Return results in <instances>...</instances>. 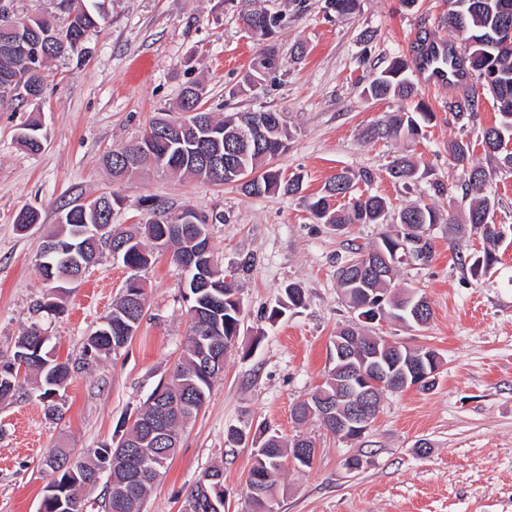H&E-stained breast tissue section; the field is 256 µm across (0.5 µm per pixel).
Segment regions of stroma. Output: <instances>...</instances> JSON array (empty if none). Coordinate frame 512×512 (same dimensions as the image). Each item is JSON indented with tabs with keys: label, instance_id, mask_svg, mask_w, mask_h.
I'll return each instance as SVG.
<instances>
[{
	"label": "stroma",
	"instance_id": "35a3bbf8",
	"mask_svg": "<svg viewBox=\"0 0 512 512\" xmlns=\"http://www.w3.org/2000/svg\"><path fill=\"white\" fill-rule=\"evenodd\" d=\"M100 3L99 29L74 53L48 61L43 98L0 110V356L37 321L50 348L76 366L61 418L46 417L28 376L14 397L0 400V512H37L49 450L62 446L81 455L119 441L182 356L190 325L185 273L167 253L141 273L146 314L137 333L106 358L84 361L83 348L129 275L111 251L63 295L62 314L33 312L49 292L40 254L61 209L109 192L121 200L112 213L119 231L146 223L149 196L206 215L217 263L232 275L244 307L224 371L142 512H181L190 489L217 463L224 467V512H250L245 481L254 449L226 445L225 436L228 428L261 424L286 441L311 437L318 448L310 467L286 464L277 512H512V172L497 174L490 186L504 230L494 264L474 270L482 239L448 233L449 223L464 222L470 204L448 147L470 141L474 163L488 165L481 135L499 114L485 96L476 114L455 115L447 88H424L420 97L434 118L423 138L362 137L398 104L365 99L361 87L393 60H414L419 37L446 39L448 0H419L411 10L401 0H358L343 16L326 0H252L282 18L266 38L245 32L243 0ZM263 48L274 51L278 69L257 89L238 92ZM193 83L205 86L204 107L219 118L260 109L286 113L293 137L275 165L284 176H302L301 196L250 197L234 184L155 169L112 178L104 156L140 140L157 113H175L182 89ZM34 113L45 139L31 154L17 134ZM400 154L411 156L421 173L407 187L387 172ZM345 169L371 172V182H356L355 191L386 198V223L356 224L343 234L315 223L305 198ZM437 181L447 185L446 196H434L430 185ZM415 202L434 206L443 221L429 232V258L400 265L396 285L424 294L432 318L414 328L369 323L364 332L435 350L442 358L437 373L428 388L383 393L361 438L333 436L314 418L297 424L295 404L328 377L336 332L355 321L336 285L338 266L352 248L399 231L395 213ZM23 209L40 217L25 232L15 223ZM290 285L303 290L304 306L270 321ZM353 456L364 459L362 469L346 468Z\"/></svg>",
	"mask_w": 512,
	"mask_h": 512
}]
</instances>
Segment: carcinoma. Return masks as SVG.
I'll use <instances>...</instances> for the list:
<instances>
[{"mask_svg": "<svg viewBox=\"0 0 512 512\" xmlns=\"http://www.w3.org/2000/svg\"><path fill=\"white\" fill-rule=\"evenodd\" d=\"M67 16L60 24L51 17H31L19 20V28L0 27V108H10L25 100L41 98L44 90L42 73L45 60L74 51L85 33L97 27V15L83 0H63ZM449 8L445 19L448 31L462 37L466 43L461 62L453 55L441 59L444 65L465 66L469 77L476 79L479 88H471L464 97L448 101V111L455 114L476 112L479 110L481 93H486L497 107L500 121L482 132V146L495 163L492 169H486L473 163V148L463 139L454 141L449 156L452 164L465 175L464 189L474 197L468 212L470 230L480 233L484 242L482 263L489 266L495 261V250L502 239V231L494 221L498 201L487 192V187L496 174V170L512 172V40L505 41L496 37L498 29L512 27V0H448ZM241 20L244 27L259 36H267L277 27L278 19L262 9L242 10ZM279 62L270 50L261 51L253 60L250 73L244 76L240 91L253 89L250 74L255 69H265L271 73L277 70ZM204 91L200 84H191L182 92L180 110L196 107L197 123L190 127L170 129L169 134L154 141L149 153L141 159L140 165L126 168L121 158L131 153L136 145H129L114 151L105 158L112 176L122 180L139 169L153 164L182 176L197 178L216 185L241 183L242 190L248 195L261 196L275 192L298 195L302 191V176L295 174L286 179L273 160L288 149L292 130L286 116L277 111L235 112L215 120L211 113L202 108V97L196 91ZM362 94L374 100L394 98L401 102L399 111L389 120L372 126L370 136L386 140H416L422 135L423 124L430 120L431 114L424 111L422 103H414L418 94L415 82L409 76L408 64L402 60L393 61L380 70L363 88ZM236 127L253 131V143L246 149H238L234 166L224 170L220 178L209 176L203 170L202 162L195 159L191 148L204 136H223L225 130ZM18 143L30 152L41 149L43 141L42 123L38 118L26 122L18 132ZM388 173L395 181L408 186L420 178L417 165L405 156H398L390 163ZM360 178L366 182L371 177L365 173L355 175L348 171L336 174L323 188L320 194L306 200V207L318 224H326L338 232H343L353 224H382L388 213L387 200L377 194L367 196L353 195L354 180ZM348 197V203L336 209L332 200L339 196ZM102 207L92 210L75 204L64 210L65 219L58 222L57 228L48 235L39 264L43 281L49 278L74 274L79 268L73 264V257L86 253L88 259H96L104 247H112L108 238H97L83 234V228L99 223L103 214H112L114 205L120 198L103 195ZM150 219L146 224L133 231H119L120 239L129 242L122 263L125 267H147L155 252L163 248L172 250V260L182 266L193 262V271L198 265L205 267L214 261L208 220L201 215L198 226L204 233L207 252L200 255L195 252L196 245L185 236H170L159 241L163 233L160 220L165 218L173 224L178 220V212L167 203L152 198L144 200ZM399 224H408L421 233L439 223V213L429 205L415 204L400 211ZM396 242L390 234H384L380 241L370 248H355L351 256L336 270V284L347 302V306L356 316L366 315L373 319L384 311L396 312V307L405 303L410 296L407 290H395L396 267L387 270L382 277H368L360 274V269L369 263L371 253L380 248L390 251L389 244ZM210 287L191 294L189 308L207 309L217 301L215 322L220 331L211 336L190 330L185 350L175 367L170 380L157 387L161 396L170 399L181 397L191 403V407L180 411L163 413L158 403L145 402L129 430V436L118 441L115 446L108 444L88 451L84 460H74L71 453L54 449L48 456L51 481L43 487L39 512H84V504L78 496L79 489L86 485L95 474L107 470L110 482L104 492V512H131L130 503L143 502L148 490L161 477L177 452L174 442H158L154 445L140 444V427L151 421L159 422L166 430V437L181 436V431L190 420L197 416L209 396L213 377L199 373L204 354L224 359L229 344L239 335L241 313L240 300L233 299L232 286L224 284V271L213 265L210 271ZM286 301L272 309L270 318L280 317L285 310L304 305L305 296L294 286L285 289ZM144 312L133 313L128 310L125 299L121 298L113 305L111 313L105 317L90 334L85 345V355L94 360L108 357L123 348L136 334ZM31 374L40 388V398L44 403L46 416L61 417L63 406L58 403L63 397L70 378L69 362L59 360L47 349V339L42 329L33 322L14 345L12 356L0 360V399L13 395L21 374ZM344 375L331 370L325 384L316 388L311 397L295 405L294 416L303 421L315 414L323 404L336 403V389L342 388ZM306 439L297 437L290 445H285L281 437L269 431L267 426L256 428L252 438L255 445L254 464L245 483V492L252 503L253 512H276V496L282 473L283 460L294 452ZM144 453L155 457V469L145 478L136 482L131 480L130 468L112 466L113 457L136 459ZM207 495L194 485L185 498L183 512H208Z\"/></svg>", "mask_w": 512, "mask_h": 512, "instance_id": "carcinoma-1", "label": "carcinoma"}]
</instances>
